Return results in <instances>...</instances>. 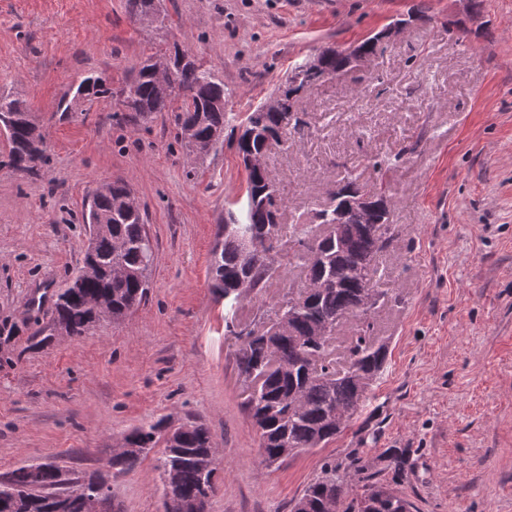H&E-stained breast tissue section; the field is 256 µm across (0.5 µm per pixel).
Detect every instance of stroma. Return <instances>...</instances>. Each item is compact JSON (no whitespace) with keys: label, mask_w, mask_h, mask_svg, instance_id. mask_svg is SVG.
Listing matches in <instances>:
<instances>
[{"label":"stroma","mask_w":512,"mask_h":512,"mask_svg":"<svg viewBox=\"0 0 512 512\" xmlns=\"http://www.w3.org/2000/svg\"><path fill=\"white\" fill-rule=\"evenodd\" d=\"M164 30L130 22L125 0H0V91L25 100L46 136L38 175L7 167L0 136V475L55 461L97 476L100 512H163L156 453L112 463L117 442L160 420L211 432L219 475L208 512H291L324 462L408 451L399 489L417 512H512V0H163ZM425 17L387 42L367 72L306 87L303 138L266 164L307 223L347 174L383 185L399 239L384 259L393 300L372 317L388 345L363 410L325 447L261 464L243 407L240 341L208 282L218 224L246 204L233 145L189 165L171 116L129 122L113 101L60 117L80 78L119 86L160 40L184 43L224 83L236 118L262 105L300 61L347 49L413 9ZM125 182L155 244L146 300L83 336L54 333V293L83 262L88 196ZM295 241L281 277L239 313L271 309L299 286ZM50 333L36 345V329Z\"/></svg>","instance_id":"stroma-1"}]
</instances>
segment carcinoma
Instances as JSON below:
<instances>
[{"label":"carcinoma","instance_id":"cac0c4a2","mask_svg":"<svg viewBox=\"0 0 512 512\" xmlns=\"http://www.w3.org/2000/svg\"><path fill=\"white\" fill-rule=\"evenodd\" d=\"M175 49L174 82L184 92L174 96L156 77L154 58L166 55L164 49L146 55L136 75L118 87H112L96 75L82 78L57 102L56 111L66 115L80 102L99 99L116 101L128 112V120L155 112L171 113L176 137L186 153L207 155L224 147V129L229 125L224 111V83L186 49L173 42ZM322 70L311 74L307 64H297L293 73L303 75L296 87L279 84L274 93L297 98L300 91L313 84H323L347 70L348 58L343 52L326 49L319 53ZM15 117L12 129L6 132L9 151L7 165L33 173L45 162V135L31 117L26 101L12 93H0V115ZM288 123L286 139L305 135L303 119L288 118L285 113L256 108L247 113L240 125L260 126L261 133L250 142L236 141V150H257L263 133L278 131ZM357 178L348 175L336 184L332 204L312 214L311 222L320 227L312 234L306 224L289 229L271 223L275 207H283L284 197L264 171H248L247 208L241 224H221L208 265L211 287L224 296L230 306L238 304L240 281H249V291L259 295L269 287L278 272L277 261L256 251L246 250L244 237H263L273 233L283 240L287 233L295 235L301 250L299 267L304 281L322 285L313 292L301 290L289 294L288 301L275 311L288 321V334L269 336L256 333L247 342L246 351L238 355V369L253 374L261 384L254 402L246 404L249 417L259 435L261 463L270 467L288 448L309 451L323 447L345 430L353 415L368 400L373 383L387 362V347L370 336L371 323L359 314L363 294L373 292L376 301L388 292L376 288V279L383 277L382 258L398 241L396 225L384 207L383 194H374L368 203V216L362 218L352 209L351 197ZM126 185L106 182L91 194L84 222L91 227L87 254L96 263L89 276L77 271L56 294L54 327L69 336H82L98 323L93 308L100 305L118 320L140 305L146 298L148 283L138 272L148 270L154 259V243L146 227V213L122 212ZM268 199L262 207L252 203L255 197ZM120 265L123 276L111 269ZM368 269L369 278L360 280L354 271ZM356 321L361 328L351 337L346 349L348 368L336 371L331 347L320 342L315 331L322 325ZM165 422L133 429L125 440L131 449L118 455L114 464L132 466L144 454L160 449L158 458L163 488L173 477L183 503H191L211 486V476L218 468L209 467L208 450L212 441L209 428L202 422L182 425L177 445L162 444ZM392 472L394 500L380 512H412L414 506L397 493L404 474L406 453L396 448L386 452ZM0 483V512H90L82 488H70L73 478L65 467L42 463L35 467L22 465L4 475ZM381 488L365 472L360 460L353 458L345 468L327 462L303 495L295 500L292 512H362L363 501Z\"/></svg>","mask_w":512,"mask_h":512}]
</instances>
